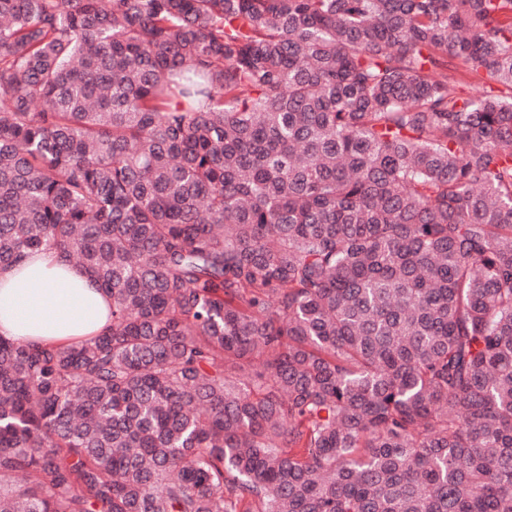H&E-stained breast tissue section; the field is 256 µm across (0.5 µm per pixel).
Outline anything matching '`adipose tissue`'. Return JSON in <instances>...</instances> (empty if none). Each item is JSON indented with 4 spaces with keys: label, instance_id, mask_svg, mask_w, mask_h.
Returning <instances> with one entry per match:
<instances>
[{
    "label": "adipose tissue",
    "instance_id": "obj_1",
    "mask_svg": "<svg viewBox=\"0 0 512 512\" xmlns=\"http://www.w3.org/2000/svg\"><path fill=\"white\" fill-rule=\"evenodd\" d=\"M112 300L82 267L41 251L0 271V337L52 346L100 335Z\"/></svg>",
    "mask_w": 512,
    "mask_h": 512
}]
</instances>
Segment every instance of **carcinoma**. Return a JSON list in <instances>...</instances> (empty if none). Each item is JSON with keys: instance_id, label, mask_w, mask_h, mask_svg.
I'll list each match as a JSON object with an SVG mask.
<instances>
[{"instance_id": "obj_1", "label": "carcinoma", "mask_w": 512, "mask_h": 512, "mask_svg": "<svg viewBox=\"0 0 512 512\" xmlns=\"http://www.w3.org/2000/svg\"><path fill=\"white\" fill-rule=\"evenodd\" d=\"M50 249L112 327L0 337V512H512V0H0Z\"/></svg>"}]
</instances>
